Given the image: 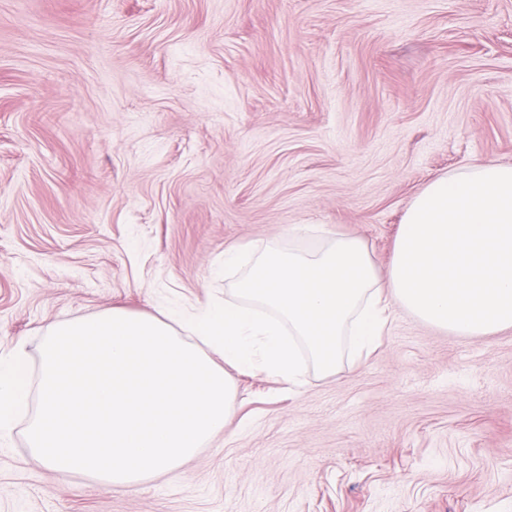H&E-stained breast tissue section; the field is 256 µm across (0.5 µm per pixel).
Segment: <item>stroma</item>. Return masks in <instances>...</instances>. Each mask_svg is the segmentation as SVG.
Here are the masks:
<instances>
[{
  "instance_id": "obj_1",
  "label": "stroma",
  "mask_w": 512,
  "mask_h": 512,
  "mask_svg": "<svg viewBox=\"0 0 512 512\" xmlns=\"http://www.w3.org/2000/svg\"><path fill=\"white\" fill-rule=\"evenodd\" d=\"M512 165V0H0V354L46 325L220 302L230 244L361 239L434 179ZM236 414L121 491L0 445V512H512V329L395 310L366 360Z\"/></svg>"
}]
</instances>
